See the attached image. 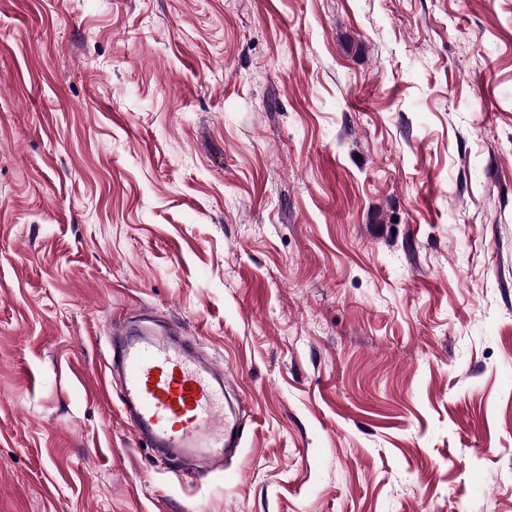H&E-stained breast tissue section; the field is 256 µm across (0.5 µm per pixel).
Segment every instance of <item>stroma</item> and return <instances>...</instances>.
<instances>
[{
    "label": "stroma",
    "mask_w": 512,
    "mask_h": 512,
    "mask_svg": "<svg viewBox=\"0 0 512 512\" xmlns=\"http://www.w3.org/2000/svg\"><path fill=\"white\" fill-rule=\"evenodd\" d=\"M143 313L237 376L205 478ZM0 512H512V0H0ZM111 346L106 368L122 378L124 416L149 447L211 467L241 447V423L224 409L229 377L198 357L190 337L141 333Z\"/></svg>",
    "instance_id": "obj_1"
}]
</instances>
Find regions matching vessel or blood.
I'll return each instance as SVG.
<instances>
[{
	"mask_svg": "<svg viewBox=\"0 0 512 512\" xmlns=\"http://www.w3.org/2000/svg\"><path fill=\"white\" fill-rule=\"evenodd\" d=\"M111 346L107 369L122 378L124 416L149 447L213 467L241 447V423L224 408L229 377L198 357L191 338L142 333Z\"/></svg>",
	"mask_w": 512,
	"mask_h": 512,
	"instance_id": "b4317fda",
	"label": "vessel or blood"
}]
</instances>
